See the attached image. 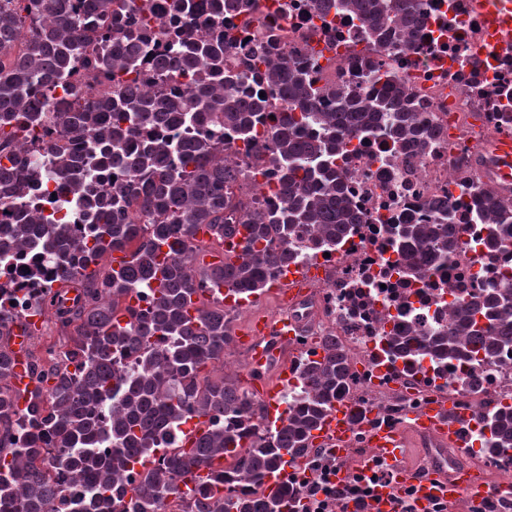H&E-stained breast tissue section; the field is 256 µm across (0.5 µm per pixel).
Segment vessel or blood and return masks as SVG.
<instances>
[{
	"instance_id": "vessel-or-blood-1",
	"label": "vessel or blood",
	"mask_w": 512,
	"mask_h": 512,
	"mask_svg": "<svg viewBox=\"0 0 512 512\" xmlns=\"http://www.w3.org/2000/svg\"><path fill=\"white\" fill-rule=\"evenodd\" d=\"M299 330V322L292 316L257 323L252 332L255 341L252 372L263 374L270 360L269 351L261 345L265 337L274 336L285 342L293 339ZM352 410L349 403H337L315 431L313 444L334 446L337 457H345V445L351 434ZM458 421L452 406L431 403L411 413L402 424L368 429L367 439L372 448L390 463L394 471L392 482L381 484L378 492L383 512H396L399 491L408 486L413 489L410 501L413 512H430L438 501L451 504L466 497L479 503L493 496L512 493L511 485H494L482 479H473L465 469L459 467L451 469L447 464L440 463L436 468L419 473L404 463L401 448L406 432L435 435L456 445L460 442L456 430Z\"/></svg>"
}]
</instances>
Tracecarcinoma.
Segmentation results:
<instances>
[{
	"label": "carcinoma",
	"instance_id": "cac0c4a2",
	"mask_svg": "<svg viewBox=\"0 0 512 512\" xmlns=\"http://www.w3.org/2000/svg\"><path fill=\"white\" fill-rule=\"evenodd\" d=\"M115 2L0 0V140L23 135L44 142L51 130L38 115L39 99L74 100L58 114L59 133L81 141L84 155L56 151L53 174L62 190L93 198L94 226L84 244L63 224L45 229L49 254L76 258L58 266L63 287L44 299L65 342L47 345L40 363L26 360L33 390L22 409L10 385L13 352L3 343L16 320L0 318V512H53L74 474L87 477L88 512H168L174 503L182 512H289L294 490L283 482L273 489L269 481L312 447L313 432L353 377L350 357L338 336L322 337L321 358L298 366L297 405L280 426L252 433L253 420L264 419L254 396L201 376L232 339L224 306L203 295L211 288L246 297L263 291L292 262L304 226L313 227L317 245L356 231L360 217L337 167L352 140L384 130L404 151L432 144L443 130L419 112L412 89L391 71L368 65L363 90L318 86L303 59L272 56L274 29L249 40L225 25V17L240 13L264 20L270 7L263 0H164L180 28L162 52L148 38L152 0H129L122 9ZM311 2L323 21L333 11L351 15L379 50L410 49L425 23L421 0ZM92 32L109 46L98 73L112 93L82 107L77 99L86 93L82 70L89 65L82 48ZM232 54L243 57L241 66L229 62ZM145 76L153 89L143 88ZM254 79L267 86L264 96L251 90ZM268 118L270 132L259 139L255 128ZM311 124L321 127L320 137L306 136ZM181 127L192 135L157 133ZM226 131L277 170L283 205L243 212L226 201L224 186L240 177L224 160ZM87 162L116 173L111 188L81 175ZM27 192L17 158L0 155V205L16 204ZM132 203L136 218L126 213ZM430 208L429 224L391 227L405 276L424 261H449L456 250L452 205ZM475 216L488 225L487 247L512 246L511 206L488 195L476 201ZM200 224L210 226L219 246L240 237L235 260L197 268ZM107 252L129 261L101 274L94 266ZM142 290L150 293L144 310L134 305ZM388 341L403 358L427 355L441 363L512 351V287L459 298L448 326ZM134 352L137 370L127 374L117 361ZM77 357L82 361L72 370ZM105 400L116 401L107 423L98 416ZM22 417L39 427L46 447L17 440ZM193 417L208 418L209 426L187 447L180 427ZM489 425V447L512 450V412L493 413ZM101 435L112 441L108 456L95 448ZM226 461L257 491L224 493L213 475Z\"/></svg>",
	"mask_w": 512,
	"mask_h": 512
}]
</instances>
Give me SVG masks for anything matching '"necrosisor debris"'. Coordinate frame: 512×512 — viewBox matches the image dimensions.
<instances>
[{
	"instance_id": "obj_1",
	"label": "necrosis or debris",
	"mask_w": 512,
	"mask_h": 512,
	"mask_svg": "<svg viewBox=\"0 0 512 512\" xmlns=\"http://www.w3.org/2000/svg\"><path fill=\"white\" fill-rule=\"evenodd\" d=\"M272 2L284 16L283 52L316 58L320 84L359 86L365 59L382 62L405 79L428 118L445 131L421 152H399L387 136L353 141L342 168L361 218L356 232L327 250L304 234L305 245L288 266L300 275L321 272L294 311L304 331L289 347L295 360H317L321 351L313 337L330 332L340 337L358 364L346 395L357 424L350 456L339 460L327 447L310 449L283 480L298 490L303 512H342L349 498L359 512H376L389 465L370 447L367 427L400 423L427 402L451 401L462 415L512 408V355L469 364L439 365L427 357L408 363L386 341L393 334L447 325L453 299L512 281V247L488 251L486 227L474 216V201L483 192L512 204V185L496 176L493 157L476 149L512 133V0H423L426 23L413 50L402 52L371 50L348 15H333L330 25H322L310 0ZM0 150L24 162L31 193L21 209L36 220L34 236L49 223L85 236L87 203L60 192L49 169L52 145L35 149L20 139ZM225 155L241 172L235 201L246 207L278 204L276 176L263 160L230 149ZM434 200L454 207L457 253L448 264L403 276L390 227L422 219L425 204ZM60 262L35 248L0 256V316H20L44 329L43 298L59 285ZM462 436L474 467L502 481L512 479L504 457L487 450L479 426L464 427ZM363 459L368 467H360ZM341 468L349 475L343 485L336 481Z\"/></svg>"
}]
</instances>
